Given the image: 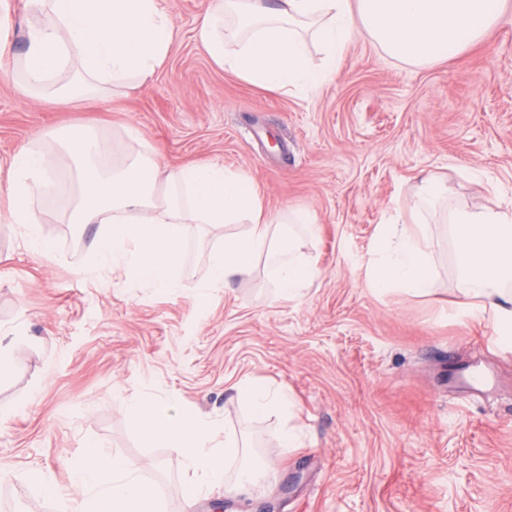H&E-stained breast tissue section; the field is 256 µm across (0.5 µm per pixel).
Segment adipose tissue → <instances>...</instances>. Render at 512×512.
<instances>
[{
    "mask_svg": "<svg viewBox=\"0 0 512 512\" xmlns=\"http://www.w3.org/2000/svg\"><path fill=\"white\" fill-rule=\"evenodd\" d=\"M27 5L34 17L28 48L15 54L9 40L0 38V76L35 100L48 93L72 97L142 87L176 37L164 0H27ZM506 10L507 0H209L193 39L219 66L252 83L316 90L333 80L356 33L366 34L395 60L428 66L480 42ZM312 40L322 55L316 67L308 57ZM61 168L75 177L70 223L104 227L90 261L78 271L81 278H96L112 266L161 292L181 287L179 257L187 224L246 227L211 252L209 280L198 287L199 298L248 272L256 259L264 260L277 296L284 299L296 297L319 275L299 238L316 232L311 211L266 213L250 176L218 162L161 167L132 123L116 143L93 127L43 134L0 163L7 219L21 226L32 253L51 250L33 204L56 195ZM448 228L456 279L465 295L460 311L489 314L497 335L512 342V205L450 207ZM433 267L422 232L408 224H384L366 283L381 292L425 294ZM239 393L258 416H286L293 407L287 392L257 382H243ZM175 405L174 399L144 394L130 409L145 447L171 449L192 474L187 499L223 481L246 492L272 479L269 465L229 471V461L242 452L237 439L225 435L223 450H215V422L175 414ZM73 483L86 494L85 512H148L152 506L141 475L118 458L105 466L94 453L85 454L73 466Z\"/></svg>",
    "mask_w": 512,
    "mask_h": 512,
    "instance_id": "ef3b65f1",
    "label": "adipose tissue"
}]
</instances>
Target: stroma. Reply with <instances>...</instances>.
I'll return each instance as SVG.
<instances>
[{
	"instance_id": "1",
	"label": "stroma",
	"mask_w": 512,
	"mask_h": 512,
	"mask_svg": "<svg viewBox=\"0 0 512 512\" xmlns=\"http://www.w3.org/2000/svg\"><path fill=\"white\" fill-rule=\"evenodd\" d=\"M179 30L149 87L32 101L0 80V160L37 135L137 124L164 167L224 163L256 183L269 214L311 210L319 276L275 299L262 260L199 299L209 253L238 224L185 225L183 286L157 292L120 269L87 281L102 227L83 229L36 203L53 253L37 257L0 221V512H68L69 468L85 452L125 460L155 488L154 512H182L188 477L167 448L145 447L128 410L149 393L210 416L251 449L240 463L276 476L246 495L205 489L194 512H512V343L456 307L443 217L422 230L430 294L367 288L379 225L415 223L421 179L450 200L512 202V15L462 54L421 68L353 37L317 91L261 87L219 68L191 39L204 0H169ZM251 379L285 390L289 419L254 416ZM300 435L279 448L285 427ZM55 487L47 495L44 484Z\"/></svg>"
}]
</instances>
